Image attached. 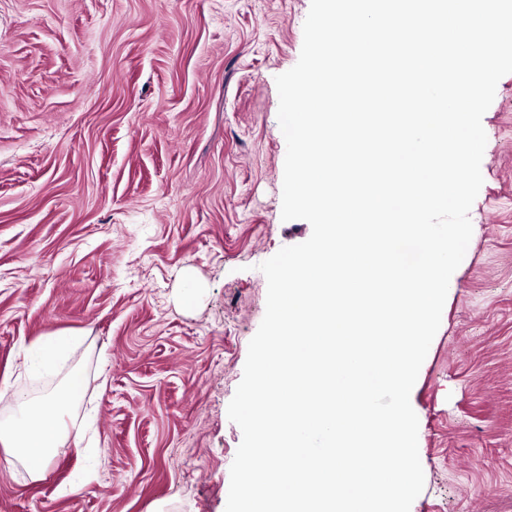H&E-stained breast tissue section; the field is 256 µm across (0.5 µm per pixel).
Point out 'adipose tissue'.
<instances>
[{"label":"adipose tissue","instance_id":"obj_1","mask_svg":"<svg viewBox=\"0 0 512 512\" xmlns=\"http://www.w3.org/2000/svg\"><path fill=\"white\" fill-rule=\"evenodd\" d=\"M66 416L53 397H18L15 409L0 421V445L9 448L32 479H41L57 448L82 445V432L72 430Z\"/></svg>","mask_w":512,"mask_h":512}]
</instances>
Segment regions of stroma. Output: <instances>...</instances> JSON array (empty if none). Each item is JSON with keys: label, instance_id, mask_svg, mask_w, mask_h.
<instances>
[{"label": "stroma", "instance_id": "obj_1", "mask_svg": "<svg viewBox=\"0 0 512 512\" xmlns=\"http://www.w3.org/2000/svg\"><path fill=\"white\" fill-rule=\"evenodd\" d=\"M311 0H0V383L70 399L86 455L0 450V512H225L228 405L282 221L278 75ZM482 124L473 234L410 394V512H512V74ZM76 341L53 369L40 339ZM73 334L60 333L39 341L32 348V360L42 368L53 366L73 342Z\"/></svg>", "mask_w": 512, "mask_h": 512}]
</instances>
